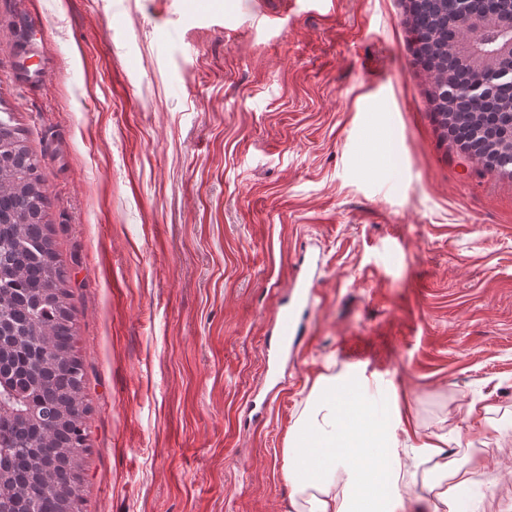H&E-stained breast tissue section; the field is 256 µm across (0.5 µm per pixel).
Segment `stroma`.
<instances>
[{
  "label": "stroma",
  "mask_w": 512,
  "mask_h": 512,
  "mask_svg": "<svg viewBox=\"0 0 512 512\" xmlns=\"http://www.w3.org/2000/svg\"><path fill=\"white\" fill-rule=\"evenodd\" d=\"M403 12L0 0L86 368L82 512H286L288 431L355 365L447 434L471 512H512V179L441 143ZM301 264L303 340L266 354Z\"/></svg>",
  "instance_id": "obj_1"
}]
</instances>
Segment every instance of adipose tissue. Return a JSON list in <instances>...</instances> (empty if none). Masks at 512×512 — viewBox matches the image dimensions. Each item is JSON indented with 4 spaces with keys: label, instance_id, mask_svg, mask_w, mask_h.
Segmentation results:
<instances>
[{
    "label": "adipose tissue",
    "instance_id": "adipose-tissue-1",
    "mask_svg": "<svg viewBox=\"0 0 512 512\" xmlns=\"http://www.w3.org/2000/svg\"><path fill=\"white\" fill-rule=\"evenodd\" d=\"M315 394L284 450L288 512H396L413 464L435 476L430 512H465L468 473L449 461L446 436L409 430L394 386L358 367L340 380L320 378Z\"/></svg>",
    "mask_w": 512,
    "mask_h": 512
}]
</instances>
